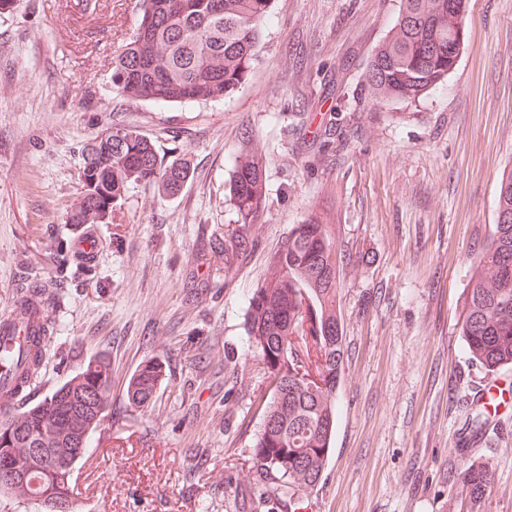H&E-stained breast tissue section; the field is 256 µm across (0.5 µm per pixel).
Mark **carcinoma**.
Listing matches in <instances>:
<instances>
[{
    "label": "carcinoma",
    "instance_id": "carcinoma-1",
    "mask_svg": "<svg viewBox=\"0 0 512 512\" xmlns=\"http://www.w3.org/2000/svg\"><path fill=\"white\" fill-rule=\"evenodd\" d=\"M146 37L132 34L112 57V89L125 102H215L246 80L260 46L271 0H139ZM468 0H401L397 19L376 47L364 74L371 100L413 102L452 71L448 46L464 41ZM189 177L184 160L162 164L147 135L112 126L83 149L82 188L68 222L93 235L112 213L128 184H157L176 195ZM263 169L244 157L235 165L231 200L240 228L224 233L218 248L230 261L248 246L242 233L262 202ZM497 221L490 245L469 281L462 333L473 359L489 370L512 366V168L502 173ZM336 227L313 215L293 226L285 247L269 259L267 274L248 300V346L263 371L258 395L261 425L253 441L263 497L290 512L304 509L317 486L336 428V388L344 364L339 304ZM43 351L28 359L4 356L17 387L34 377ZM162 378V364L147 361L129 379L130 405L147 409ZM112 370L92 356L82 370L42 403L21 413H0V494L33 501L44 512L72 504L76 463L89 436L107 416ZM492 472L467 463L450 499L482 512Z\"/></svg>",
    "mask_w": 512,
    "mask_h": 512
}]
</instances>
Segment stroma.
<instances>
[{
	"instance_id": "stroma-1",
	"label": "stroma",
	"mask_w": 512,
	"mask_h": 512,
	"mask_svg": "<svg viewBox=\"0 0 512 512\" xmlns=\"http://www.w3.org/2000/svg\"><path fill=\"white\" fill-rule=\"evenodd\" d=\"M15 0L0 15V318L37 281L56 307L31 408L92 355L112 363V402L74 470L76 512H237L259 485L245 313L271 253L320 211L341 254L344 368L336 430L307 512H462V458L488 465L483 512H512V366L487 372L462 336L467 283L512 166V0H469L460 60L413 103L372 104L363 79L400 0H273L245 83L207 103L119 105L112 57L137 0ZM119 124L187 158L181 191L127 186L95 225L91 266L67 212L82 148ZM259 150L263 207L232 265L211 249L241 218L237 155ZM165 376L152 408L129 405L144 363ZM504 393L466 436L479 388Z\"/></svg>"
}]
</instances>
